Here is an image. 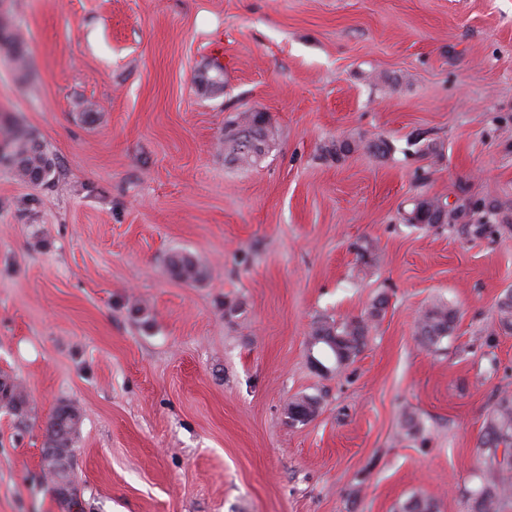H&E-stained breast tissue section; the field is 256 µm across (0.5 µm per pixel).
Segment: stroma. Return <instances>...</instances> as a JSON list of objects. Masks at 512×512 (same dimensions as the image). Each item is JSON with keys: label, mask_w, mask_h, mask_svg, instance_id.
Masks as SVG:
<instances>
[{"label": "stroma", "mask_w": 512, "mask_h": 512, "mask_svg": "<svg viewBox=\"0 0 512 512\" xmlns=\"http://www.w3.org/2000/svg\"><path fill=\"white\" fill-rule=\"evenodd\" d=\"M0 12L27 65L0 48V141L33 132L58 164L47 186L0 165V375L27 393L0 407V512H64L42 465L63 404L85 512H473L512 391V0ZM242 112L269 131L250 167L224 150ZM425 197L486 204L489 231L406 223ZM174 252L204 278H174ZM438 300L456 325L424 349ZM350 318L369 333L340 368L310 336ZM303 396L318 413L290 423ZM456 310L438 301L422 312L417 321L416 340L422 347H431L448 337L454 328ZM501 446L504 453L512 448V392L508 390L490 408L480 439V448L491 451L492 460ZM63 409H67L69 411V424L67 425V431L65 433V436L61 439V445L62 448H69L70 453V447L73 446L74 438L78 433L81 419L78 410L74 406L70 404L59 406L50 416L45 428V432L47 434L50 431V429L54 427L56 420L60 416V412Z\"/></svg>", "instance_id": "obj_1"}]
</instances>
